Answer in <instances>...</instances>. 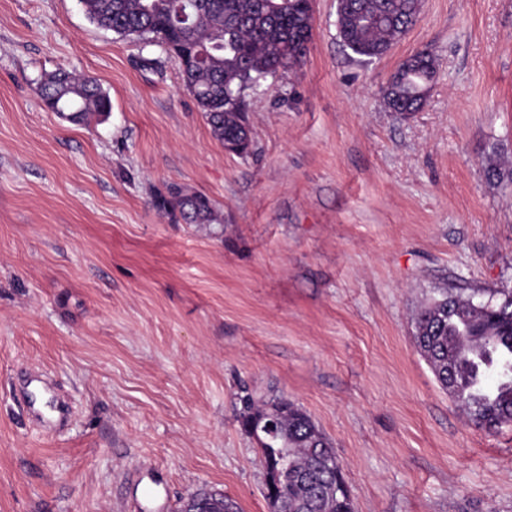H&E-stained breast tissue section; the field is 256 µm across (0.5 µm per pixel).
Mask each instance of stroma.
Wrapping results in <instances>:
<instances>
[{
  "mask_svg": "<svg viewBox=\"0 0 512 512\" xmlns=\"http://www.w3.org/2000/svg\"><path fill=\"white\" fill-rule=\"evenodd\" d=\"M438 70L388 111L400 63ZM112 111L74 124L57 68ZM253 150L217 141L162 47L80 0H0V512H179L200 489L269 512L244 396L305 410L355 512H512V426L469 424L414 343L439 290L512 288V0H425L363 63L314 0L303 65L246 90ZM177 184L219 224L157 211ZM43 375L61 418L34 413ZM36 91L48 110L74 122L101 120L112 110L108 93L95 79L64 69L46 74Z\"/></svg>",
  "mask_w": 512,
  "mask_h": 512,
  "instance_id": "1",
  "label": "stroma"
}]
</instances>
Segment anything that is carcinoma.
Masks as SVG:
<instances>
[{
  "instance_id": "carcinoma-1",
  "label": "carcinoma",
  "mask_w": 512,
  "mask_h": 512,
  "mask_svg": "<svg viewBox=\"0 0 512 512\" xmlns=\"http://www.w3.org/2000/svg\"><path fill=\"white\" fill-rule=\"evenodd\" d=\"M88 18L121 38L166 47L179 60L186 89L225 148H251L244 92L269 76L301 63L307 55L313 13L306 0H80ZM351 11L336 20L343 46L360 60L379 59L405 33L417 0H350ZM192 24L181 25L183 13ZM437 72L435 58L417 52L391 78L386 106L415 112L418 86ZM48 110L74 122L106 118L110 97L97 81L64 69L45 75L36 87ZM491 181L512 182V169L490 159ZM153 206L185 224H219L205 194L171 185ZM474 303L443 290L414 314V340L436 380L476 427L512 425V289ZM242 426L254 435V420L268 416L261 449L266 466L288 457V477L279 481L284 512H354L335 450L302 408L283 399L255 405L244 399ZM223 512H240L222 493H197Z\"/></svg>"
}]
</instances>
